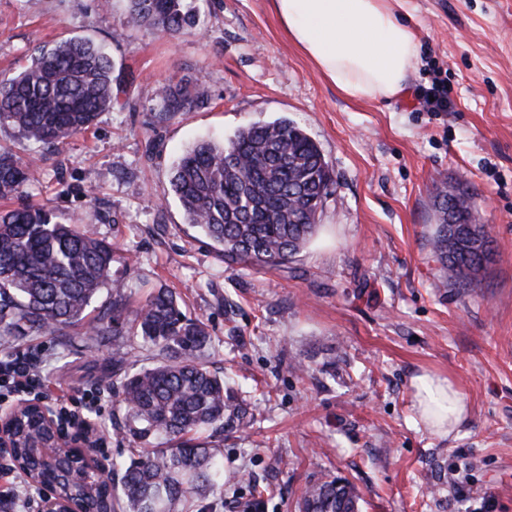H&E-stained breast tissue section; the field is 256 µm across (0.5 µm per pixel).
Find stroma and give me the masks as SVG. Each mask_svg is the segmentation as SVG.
I'll return each mask as SVG.
<instances>
[{
  "label": "stroma",
  "instance_id": "35a3bbf8",
  "mask_svg": "<svg viewBox=\"0 0 512 512\" xmlns=\"http://www.w3.org/2000/svg\"><path fill=\"white\" fill-rule=\"evenodd\" d=\"M0 0V74L33 48L68 37L101 45L132 75V108L101 113L49 152L0 129V145L36 177L22 201L56 210L115 251L112 278L129 307L173 289L203 318L213 370L251 423L213 443L230 485L195 512H298L305 486L349 480L361 512H512V0H408L420 63L402 95L352 101L292 42L271 0H200L198 27L173 38L127 23V0ZM121 41H113L114 32ZM451 107L414 97L432 67ZM205 85L207 105L159 119L169 80ZM284 117L320 147L334 179L317 233L280 265L254 271L186 223L169 194L183 151ZM473 196L493 255L472 287L441 288L430 236L435 190ZM85 326L66 337L0 336V361L31 356L65 394L75 431L109 444L98 469L130 455L124 410L103 378L113 353L149 367L155 351L121 336L91 350ZM449 378L468 407L448 435L413 406V376Z\"/></svg>",
  "mask_w": 512,
  "mask_h": 512
}]
</instances>
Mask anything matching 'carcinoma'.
<instances>
[{
  "label": "carcinoma",
  "instance_id": "1",
  "mask_svg": "<svg viewBox=\"0 0 512 512\" xmlns=\"http://www.w3.org/2000/svg\"><path fill=\"white\" fill-rule=\"evenodd\" d=\"M128 23L150 33L175 37L196 25L188 0H128ZM125 92V80L101 47L89 40L62 39L34 50L18 74L0 79V127L27 141L55 150L89 129L99 113ZM160 112H183L208 103L207 89L190 82L168 83L160 94ZM30 171L10 150L0 149V199L22 196ZM334 184L316 142L287 119L255 122L225 141L202 140L174 166L170 189L189 224L201 227L224 252V261L255 269L288 261L315 235L319 209ZM451 207L455 223H437L431 245L440 265V285L468 288L472 276L489 261L468 243L491 241L476 222L472 196L436 192ZM112 245L74 224L58 220L45 207L0 211V333L63 335L88 316L103 288L116 299L88 332V347L104 337H141L157 351L151 368L131 371L128 360L112 355V385L121 395L125 438L145 449L113 469L112 479L91 468L82 454L80 476L61 487L66 496L102 493L117 512H192L196 503L224 493L227 482L219 450L201 438L250 425L243 405L212 370L203 353L210 343L205 323L188 316L168 289L152 293L144 304L121 306L112 280ZM35 432L28 415L15 420L14 460L29 452ZM32 485L43 471L30 458ZM360 497L345 478L320 479L303 491L300 512H359Z\"/></svg>",
  "mask_w": 512,
  "mask_h": 512
}]
</instances>
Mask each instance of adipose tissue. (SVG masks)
Masks as SVG:
<instances>
[{"mask_svg": "<svg viewBox=\"0 0 512 512\" xmlns=\"http://www.w3.org/2000/svg\"><path fill=\"white\" fill-rule=\"evenodd\" d=\"M291 40L344 96L391 99L402 94L419 63L418 36L392 0H272ZM418 407L439 434L451 432L466 406L453 384L429 374L413 378Z\"/></svg>", "mask_w": 512, "mask_h": 512, "instance_id": "ef3b65f1", "label": "adipose tissue"}]
</instances>
